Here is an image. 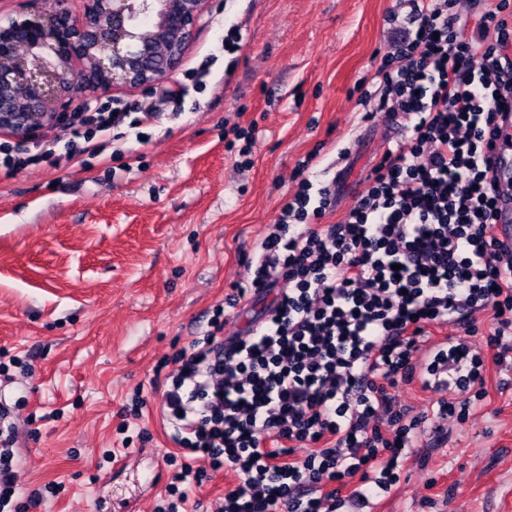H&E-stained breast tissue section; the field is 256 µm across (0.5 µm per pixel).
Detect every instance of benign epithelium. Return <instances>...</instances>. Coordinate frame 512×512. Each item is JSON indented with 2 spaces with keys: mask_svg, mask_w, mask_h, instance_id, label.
I'll use <instances>...</instances> for the list:
<instances>
[{
  "mask_svg": "<svg viewBox=\"0 0 512 512\" xmlns=\"http://www.w3.org/2000/svg\"><path fill=\"white\" fill-rule=\"evenodd\" d=\"M208 0H90L75 18L60 0L45 13L25 0V16L0 26V131L26 135L37 121L55 123L76 93L140 88L175 71ZM151 24L141 23L142 18ZM167 56L157 54L158 43ZM90 60L77 71L73 61Z\"/></svg>",
  "mask_w": 512,
  "mask_h": 512,
  "instance_id": "benign-epithelium-1",
  "label": "benign epithelium"
}]
</instances>
